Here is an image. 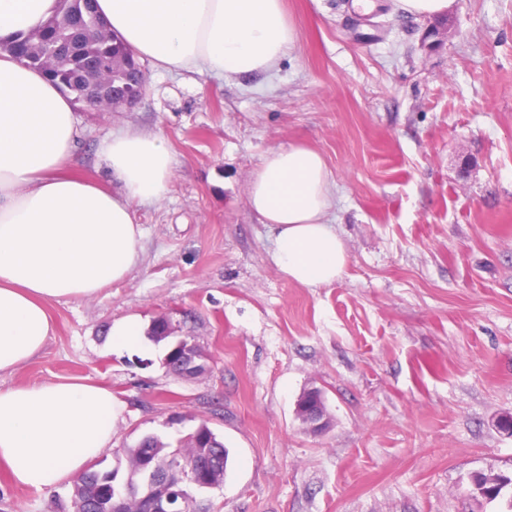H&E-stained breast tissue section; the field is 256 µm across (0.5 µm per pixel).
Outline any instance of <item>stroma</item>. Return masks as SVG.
I'll use <instances>...</instances> for the list:
<instances>
[{
	"mask_svg": "<svg viewBox=\"0 0 512 512\" xmlns=\"http://www.w3.org/2000/svg\"><path fill=\"white\" fill-rule=\"evenodd\" d=\"M299 43L267 72L228 79L149 69L128 112L78 108L72 175L118 191L99 156L130 128L166 139L171 191L136 205L139 266L57 305L44 351L9 386L89 378L125 407L114 446L207 423L229 461L210 512H498L467 500L473 472H512V0H456L438 18L373 0H283ZM307 144L336 183L341 279L306 288L271 261L247 205L272 149ZM161 315L212 356L167 373V346L108 350L116 321ZM321 388L319 435L296 403ZM0 468V512H72Z\"/></svg>",
	"mask_w": 512,
	"mask_h": 512,
	"instance_id": "35a3bbf8",
	"label": "stroma"
}]
</instances>
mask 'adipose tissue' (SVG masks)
Wrapping results in <instances>:
<instances>
[{
  "label": "adipose tissue",
  "instance_id": "adipose-tissue-1",
  "mask_svg": "<svg viewBox=\"0 0 512 512\" xmlns=\"http://www.w3.org/2000/svg\"><path fill=\"white\" fill-rule=\"evenodd\" d=\"M95 8L138 57L165 70L269 71L298 42L282 0H95ZM59 9V0H0V43L42 29ZM78 138L70 98L0 52V377L43 350L55 305L93 298L138 267L135 206L170 190L173 156L161 136L126 130L103 142L116 193L62 176ZM334 203L328 165L306 145L268 151L249 176L247 204L275 232L271 259L301 286L336 282L348 265L330 222ZM122 413L111 390L87 378L0 387V466L17 485L54 488L111 448Z\"/></svg>",
  "mask_w": 512,
  "mask_h": 512
}]
</instances>
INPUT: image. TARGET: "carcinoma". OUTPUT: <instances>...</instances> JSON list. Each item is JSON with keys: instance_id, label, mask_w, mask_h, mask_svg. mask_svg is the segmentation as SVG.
<instances>
[{"instance_id": "cac0c4a2", "label": "carcinoma", "mask_w": 512, "mask_h": 512, "mask_svg": "<svg viewBox=\"0 0 512 512\" xmlns=\"http://www.w3.org/2000/svg\"><path fill=\"white\" fill-rule=\"evenodd\" d=\"M94 0H62L60 14L50 20L45 30L62 43L61 50L54 51V43L39 34L28 33L19 42L24 45L27 65L42 68L45 57L51 55L54 64L48 76L60 91L78 102H85L91 87L99 88L107 96L123 94L132 82L141 86L148 83V74L133 51L116 36L96 26L97 12ZM116 457L125 460L149 459L170 456L184 463V449L172 447L157 435H146L136 444L113 449ZM127 481L137 490L146 484V475L139 469L120 468L100 470L92 464L74 482L72 508L74 512H108L106 502L110 498L112 480Z\"/></svg>"}]
</instances>
